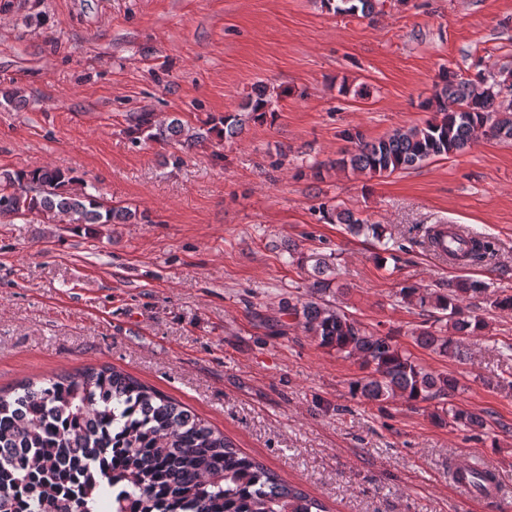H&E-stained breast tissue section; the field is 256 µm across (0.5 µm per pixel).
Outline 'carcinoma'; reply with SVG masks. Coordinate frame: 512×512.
<instances>
[{
	"label": "carcinoma",
	"mask_w": 512,
	"mask_h": 512,
	"mask_svg": "<svg viewBox=\"0 0 512 512\" xmlns=\"http://www.w3.org/2000/svg\"><path fill=\"white\" fill-rule=\"evenodd\" d=\"M327 9L372 18L380 0H323ZM512 71L480 70L462 77L446 69L435 94L422 103L432 116L423 125L396 129L373 140L347 135L354 148L331 161L339 169L372 177L414 168L464 151L485 136L512 141ZM270 90L258 85L240 112L209 116L199 128L176 117L139 112L131 119L134 142L144 139L189 152L206 141L232 142L246 126L267 121L274 112ZM94 185L60 169L0 171V221L38 214L47 223L63 217L81 227L91 224H151L145 211L107 205L90 192ZM329 218L352 233L377 232L348 209ZM448 236V257L468 266L493 260L491 243L456 227L428 234L429 245ZM326 262L315 259L319 278L307 297L282 299L319 346L344 358H358L368 375L352 383L370 401L400 397L408 402L439 401L433 419L440 425L476 430L486 418L460 407H445L459 388L453 376L426 370L400 350L393 338L336 308L321 294L330 280ZM484 291L468 278L448 281L443 293L403 287L401 298L422 313H440L414 331L416 342L446 356L460 355L461 340L485 328L464 302ZM0 512H328L319 499L281 479L243 452L223 432L163 392L113 366L85 367L38 385L27 381L0 391ZM77 448H96L78 455ZM472 493L487 497L497 475L473 468L462 474Z\"/></svg>",
	"instance_id": "obj_1"
}]
</instances>
